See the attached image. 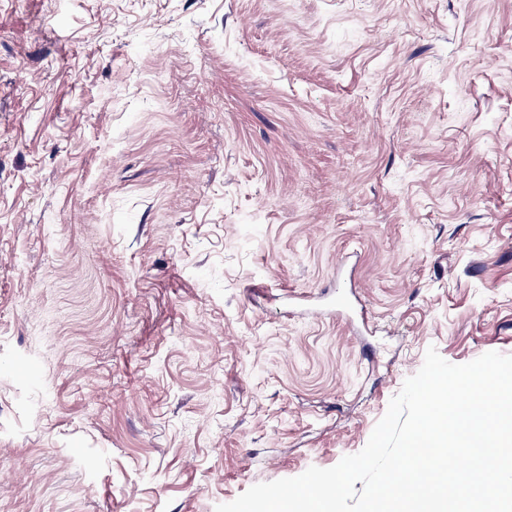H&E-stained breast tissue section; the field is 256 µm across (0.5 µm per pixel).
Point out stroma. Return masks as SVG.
Returning a JSON list of instances; mask_svg holds the SVG:
<instances>
[{"label": "stroma", "instance_id": "1", "mask_svg": "<svg viewBox=\"0 0 512 512\" xmlns=\"http://www.w3.org/2000/svg\"><path fill=\"white\" fill-rule=\"evenodd\" d=\"M512 355V0H0V512H215Z\"/></svg>", "mask_w": 512, "mask_h": 512}]
</instances>
